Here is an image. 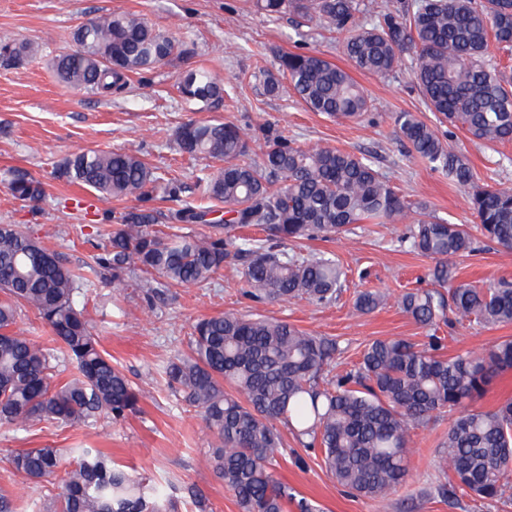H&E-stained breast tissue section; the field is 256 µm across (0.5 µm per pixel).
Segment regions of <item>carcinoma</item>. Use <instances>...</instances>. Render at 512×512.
<instances>
[{
  "label": "carcinoma",
  "mask_w": 512,
  "mask_h": 512,
  "mask_svg": "<svg viewBox=\"0 0 512 512\" xmlns=\"http://www.w3.org/2000/svg\"><path fill=\"white\" fill-rule=\"evenodd\" d=\"M269 15L293 14L326 25L342 36L344 55L360 72L389 75L411 57L412 81L430 111L448 126L486 144L512 141V78L499 58L512 55V0H399L367 22L360 0H253ZM74 48L56 56L58 79L95 94L126 85L131 73L152 71L173 56V40L144 18L113 12L79 26ZM27 47L0 35V60L16 63ZM286 77L313 112L357 120L369 99L351 74L317 52L282 53L277 72L259 78L276 94ZM189 102L208 107L224 98V86L205 68L178 76ZM403 141L432 171L467 191L477 230L512 249V184H477L462 153L449 150L436 130L413 112H396ZM181 153L221 162L195 189L207 205L185 206L166 216L146 206L131 208L117 227L101 230V253L83 274L21 224H0V425L56 421L84 426L106 414L134 412L138 393L112 358L99 348L86 307L75 297L95 279L112 273L148 274L140 287L150 296L170 286H205L235 259L244 296L255 301L336 302L346 271L332 252H288L293 239L333 241L355 224H385L403 217L410 204L364 155L333 147L305 150L283 136L268 139L250 155L241 127L218 120L182 125ZM61 177L100 193L105 205L125 198L148 199L155 172L135 151H82L59 166ZM9 190L37 202L41 183L24 172ZM222 205L221 231L191 234L155 229L204 223ZM410 228L412 250L434 259L432 287L407 291L399 306L428 329L423 342L377 338L343 374L330 366L343 353L336 338L308 333L284 320L235 312L197 321L189 352L165 367L168 384L202 411L217 436L214 472L232 492L239 512H316L307 498L281 482L275 466L288 455L280 428L319 455L327 472L347 491L386 498L408 475L415 431L442 413L454 415L438 454L448 468L436 492L457 504L460 497L494 501L512 487V398L483 410L475 403L493 380L512 370V338L477 350L442 353L440 324L464 320L498 327L512 324V282L492 280L478 288L456 282L449 260L477 251L466 228L428 212ZM254 226L261 239L239 229ZM383 296L357 292L353 308L374 312ZM32 310L60 347L48 352L17 327L18 309ZM71 362L78 375L61 380L55 369ZM13 468L43 488L50 512H177L166 492L112 464L94 448H28L10 457Z\"/></svg>",
  "instance_id": "obj_1"
}]
</instances>
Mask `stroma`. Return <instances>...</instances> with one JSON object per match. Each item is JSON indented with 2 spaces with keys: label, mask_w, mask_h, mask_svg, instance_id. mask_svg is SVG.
<instances>
[{
  "label": "stroma",
  "mask_w": 512,
  "mask_h": 512,
  "mask_svg": "<svg viewBox=\"0 0 512 512\" xmlns=\"http://www.w3.org/2000/svg\"><path fill=\"white\" fill-rule=\"evenodd\" d=\"M110 12L144 17L171 37L183 55L172 56L153 71L130 74L126 89L102 96L61 83L52 59L72 46V33L90 18ZM9 32L30 48L18 64L0 63V224H21L67 266L90 262V240L97 230L115 226L120 213L135 207L128 199L102 205L92 189L68 183L59 164L78 151L126 149L139 152L163 178L178 177L185 189L179 200L154 192L150 204L170 212L196 201L198 176L213 173L208 160L178 153L173 142L179 126L191 120H223L254 134V152H261L267 134H282L303 148L337 147L371 155L409 202H424L436 216L475 226L467 194L441 173L429 170L408 152L397 133L392 113L413 112L436 123L412 83L410 66L386 77L356 73L368 92L370 107L361 121L339 123L310 111L289 84L278 95L265 93L254 74L276 70L282 52L316 51L348 67L342 39L336 32L308 25L301 18L254 12L249 0H0V32ZM189 66L212 70L224 84L222 106L197 111L180 97L175 82ZM450 150H463L479 177L512 182V143L484 145L464 132L437 125ZM39 180L45 197L38 204L16 200L9 191L13 171ZM415 214L388 224H360L353 234L335 241L298 240L290 251L335 253L348 270V280L335 303L305 300L257 304L240 292L237 261L227 263L208 287L170 288L166 295L147 297L133 278L115 284L97 280L78 303L87 307L99 345L111 355L140 394L135 412L124 419L97 418L88 427L42 421L29 426H0V493L14 512H39V484L16 473L9 458L27 448H96L127 470L145 475L177 501L179 512H197L185 491L193 486L206 499L208 512H238L207 459L216 438L199 411L189 407L168 385L165 365L187 349L192 326L224 312L258 314L292 323L302 330L333 336L343 352L335 372L349 370L364 346L376 338L402 337L421 341L427 330L405 314L397 300L405 291L429 287L433 259L411 251L402 241ZM456 279L482 284L490 278L512 281V251L489 245L473 255L452 259ZM379 290L384 301L373 313L353 308L357 291ZM445 354L479 347L496 337H512V325L440 327ZM448 430L439 419L418 430L405 483L383 499L356 497L340 487L320 457L296 444L280 460L276 473L322 512H512V490L497 501L463 499L449 507L434 492L442 482L438 445Z\"/></svg>",
  "instance_id": "stroma-1"
}]
</instances>
